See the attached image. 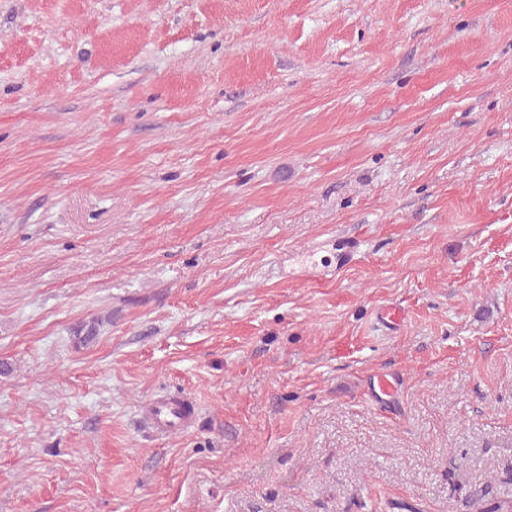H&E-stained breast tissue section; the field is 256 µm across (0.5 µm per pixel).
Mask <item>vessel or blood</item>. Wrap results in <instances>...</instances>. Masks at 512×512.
<instances>
[{"mask_svg": "<svg viewBox=\"0 0 512 512\" xmlns=\"http://www.w3.org/2000/svg\"><path fill=\"white\" fill-rule=\"evenodd\" d=\"M378 324L394 332L403 326L406 313L402 307L388 304L379 308ZM143 425L156 437L165 438L190 432L197 420L198 407L187 395H154L145 399L138 410Z\"/></svg>", "mask_w": 512, "mask_h": 512, "instance_id": "obj_1", "label": "vessel or blood"}]
</instances>
